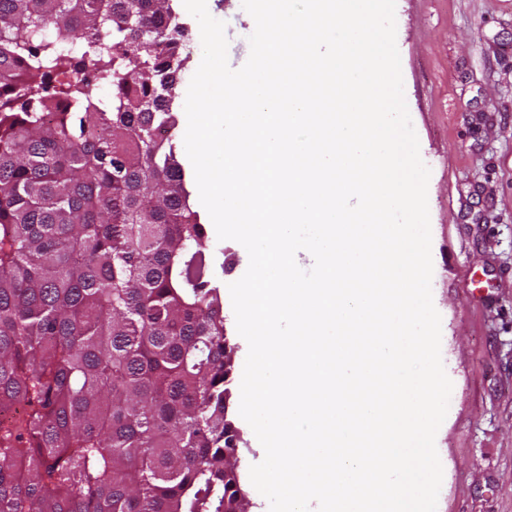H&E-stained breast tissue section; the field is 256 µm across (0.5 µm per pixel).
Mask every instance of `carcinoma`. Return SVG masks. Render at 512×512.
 <instances>
[{"instance_id":"cac0c4a2","label":"carcinoma","mask_w":512,"mask_h":512,"mask_svg":"<svg viewBox=\"0 0 512 512\" xmlns=\"http://www.w3.org/2000/svg\"><path fill=\"white\" fill-rule=\"evenodd\" d=\"M174 27L162 0H0V410L26 406L0 512L246 510L212 244L158 137Z\"/></svg>"}]
</instances>
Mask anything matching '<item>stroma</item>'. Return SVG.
<instances>
[{
  "mask_svg": "<svg viewBox=\"0 0 512 512\" xmlns=\"http://www.w3.org/2000/svg\"><path fill=\"white\" fill-rule=\"evenodd\" d=\"M185 24L188 58L169 136L184 168V104L202 59L199 25ZM225 22L228 61L240 68L255 27L241 0H213ZM396 43L404 95L420 156L430 169L432 298L441 316V354L453 389L436 435L443 468L437 512H512V0H397ZM211 283L221 293L228 336L236 320L228 286L244 274L246 249L217 240ZM238 474L250 512H269L249 478L265 452L240 431Z\"/></svg>",
  "mask_w": 512,
  "mask_h": 512,
  "instance_id": "obj_1",
  "label": "stroma"
}]
</instances>
